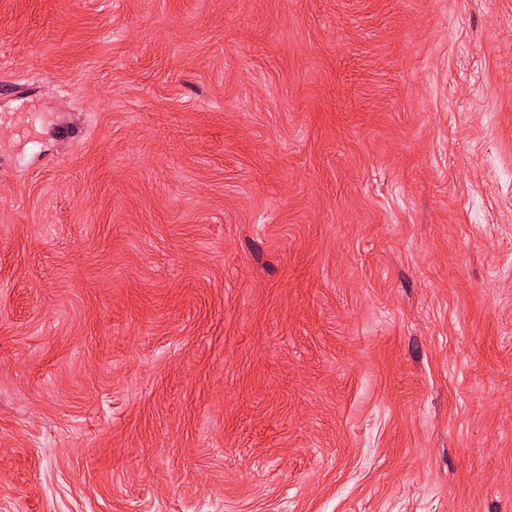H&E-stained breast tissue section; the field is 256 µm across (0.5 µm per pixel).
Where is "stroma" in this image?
<instances>
[{"mask_svg":"<svg viewBox=\"0 0 512 512\" xmlns=\"http://www.w3.org/2000/svg\"><path fill=\"white\" fill-rule=\"evenodd\" d=\"M0 512H512V0H0Z\"/></svg>","mask_w":512,"mask_h":512,"instance_id":"stroma-1","label":"stroma"}]
</instances>
